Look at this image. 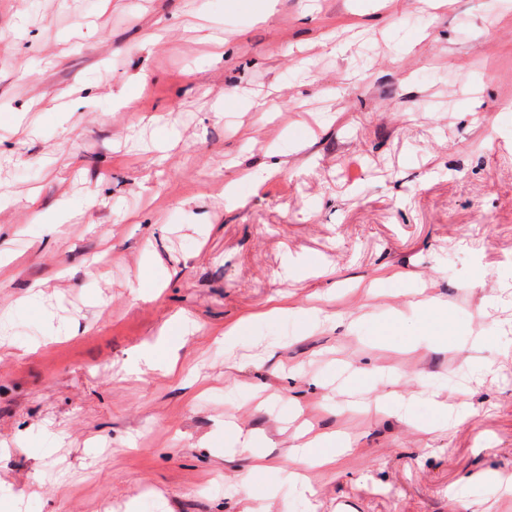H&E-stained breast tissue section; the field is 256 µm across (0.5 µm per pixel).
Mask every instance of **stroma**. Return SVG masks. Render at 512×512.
I'll return each instance as SVG.
<instances>
[{
  "label": "stroma",
  "mask_w": 512,
  "mask_h": 512,
  "mask_svg": "<svg viewBox=\"0 0 512 512\" xmlns=\"http://www.w3.org/2000/svg\"><path fill=\"white\" fill-rule=\"evenodd\" d=\"M1 192L21 512H512L506 0H0ZM349 449L350 448H342L341 446L326 448V446H322L321 444H309L298 448L301 459L305 461H315L322 465L332 464L337 456L345 453Z\"/></svg>",
  "instance_id": "stroma-1"
}]
</instances>
